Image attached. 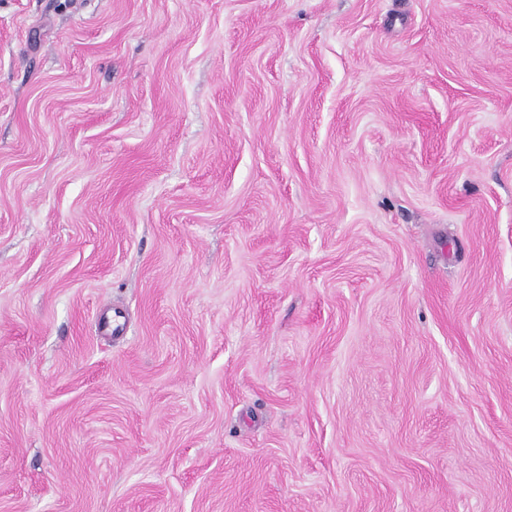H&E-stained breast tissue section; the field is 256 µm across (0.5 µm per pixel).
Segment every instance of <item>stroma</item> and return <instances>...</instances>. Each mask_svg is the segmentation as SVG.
Masks as SVG:
<instances>
[{
    "instance_id": "35a3bbf8",
    "label": "stroma",
    "mask_w": 512,
    "mask_h": 512,
    "mask_svg": "<svg viewBox=\"0 0 512 512\" xmlns=\"http://www.w3.org/2000/svg\"><path fill=\"white\" fill-rule=\"evenodd\" d=\"M0 512H512V0H0Z\"/></svg>"
}]
</instances>
